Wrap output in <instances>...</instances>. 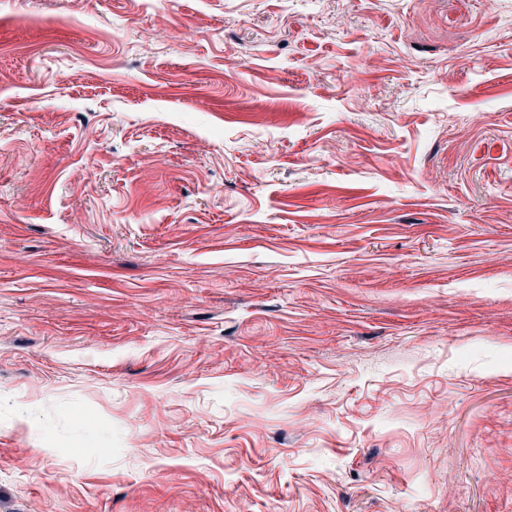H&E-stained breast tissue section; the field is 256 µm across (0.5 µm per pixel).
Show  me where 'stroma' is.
<instances>
[{
  "label": "stroma",
  "instance_id": "35a3bbf8",
  "mask_svg": "<svg viewBox=\"0 0 512 512\" xmlns=\"http://www.w3.org/2000/svg\"><path fill=\"white\" fill-rule=\"evenodd\" d=\"M0 512H512V0H0Z\"/></svg>",
  "mask_w": 512,
  "mask_h": 512
}]
</instances>
